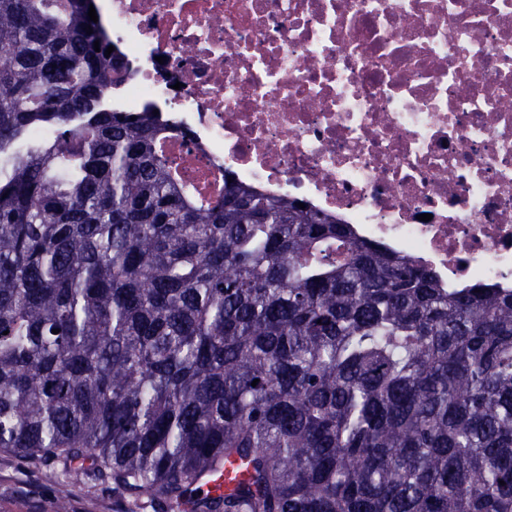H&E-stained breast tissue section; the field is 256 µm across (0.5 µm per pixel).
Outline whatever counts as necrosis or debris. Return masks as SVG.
<instances>
[{"label": "necrosis or debris", "mask_w": 512, "mask_h": 512, "mask_svg": "<svg viewBox=\"0 0 512 512\" xmlns=\"http://www.w3.org/2000/svg\"><path fill=\"white\" fill-rule=\"evenodd\" d=\"M166 154L512 288V0H99ZM429 221H421V214Z\"/></svg>", "instance_id": "4bbe7bcc"}]
</instances>
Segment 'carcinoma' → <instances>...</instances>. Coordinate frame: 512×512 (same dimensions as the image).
<instances>
[{
	"label": "carcinoma",
	"mask_w": 512,
	"mask_h": 512,
	"mask_svg": "<svg viewBox=\"0 0 512 512\" xmlns=\"http://www.w3.org/2000/svg\"><path fill=\"white\" fill-rule=\"evenodd\" d=\"M92 2L0 0V449L152 512H512V289L199 200ZM242 473L243 470L239 462L226 463L223 471L209 476L206 486L227 491L234 486L235 481L241 477Z\"/></svg>",
	"instance_id": "carcinoma-1"
}]
</instances>
